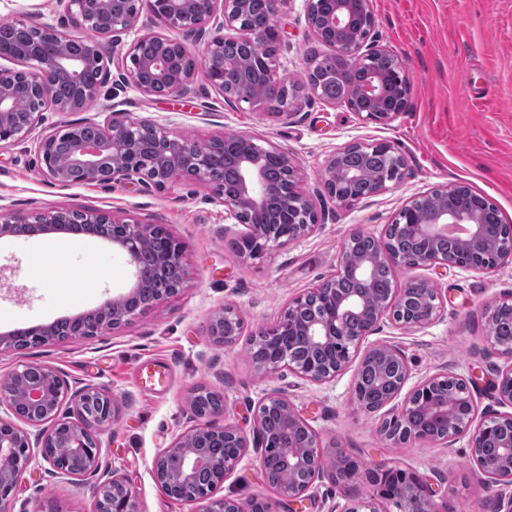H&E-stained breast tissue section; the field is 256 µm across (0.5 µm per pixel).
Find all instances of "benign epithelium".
Listing matches in <instances>:
<instances>
[{"label":"benign epithelium","mask_w":512,"mask_h":512,"mask_svg":"<svg viewBox=\"0 0 512 512\" xmlns=\"http://www.w3.org/2000/svg\"><path fill=\"white\" fill-rule=\"evenodd\" d=\"M67 2V12L71 13L75 28L95 29L98 34L109 38L112 47L126 48L125 55L129 57L136 53L141 43L156 40L175 49L185 59H192L184 42L152 32L151 27L157 24L183 29L195 40L205 43V52L199 64L193 63L187 69H178L162 57L142 59L134 69H121L118 82L145 95L162 94L185 98L193 94V78L198 68L206 81L222 93L224 104L233 106L242 101H254L251 86L247 82L234 92L224 91V71L237 66L236 60L224 56V44L227 42L241 44L250 57L261 62L264 79L276 82V55L270 52V48L281 46L279 30L272 20L264 30L250 28L246 17L248 0H166L162 10L157 8L156 0H133V6L123 10L117 8L121 0ZM304 5L308 28L314 39L325 45L328 56L346 63H358L389 55L387 48L371 39L375 18L370 0H331L327 10L322 9L321 0H304ZM16 27L33 32L36 45L43 47V51H37L31 56L33 65L27 69L17 68L22 59L0 51V148L26 141L33 128L39 124L42 112L49 108L57 112L83 110L94 98L98 87L111 79L110 72L101 68L103 56L99 51L89 50L74 55L50 50V47L61 43L84 41L81 34L34 21L18 23ZM91 68L98 69L97 83L86 85L83 74ZM60 85L72 87L73 93L66 98H55L54 89ZM408 85L405 66L397 60L392 76L373 70L363 83L351 86L339 97L323 95L320 84L314 82L308 83V90L324 103L333 107L344 106L365 121L387 123L408 111ZM136 124V120L110 117L97 125L101 131L100 138L86 141L76 137L72 145L70 167L65 169L59 168L53 160L57 136L50 134L42 137L37 141L36 149L45 174L55 182L68 185L72 183L71 171L76 170L80 172L83 183L112 184L134 180L144 189L154 187L158 190L171 189L190 176L204 181L224 204L227 218L249 227V232L242 238L241 255L244 257L256 256L271 245L284 246L313 231L316 219L312 199L297 189L300 172L294 154L287 148L259 147L241 152L235 160L240 191L236 196H227L222 182L212 179L206 167L201 164L203 158L213 150L211 141L202 142L185 135L157 130L158 137L165 144V150L157 160V167L165 172L163 178L143 167L108 165L109 157L121 155L130 149L125 132ZM374 147L384 151L393 163V176L375 185L373 193L376 194L387 190L389 184L402 180L405 160L388 143L379 142ZM339 155L341 152L338 151L326 162L322 182L325 189L333 192V198L338 204L350 207L359 201L350 192V186L361 177V173L341 168L338 164ZM268 162H275L288 171L286 193L290 202L305 212L306 217L302 223L285 228L278 226L280 215L270 207L265 187V165ZM58 216L57 211L35 215L0 213V236H16L15 228L21 224L28 225L29 236L69 230L70 226L61 223ZM79 216L81 222L86 224V229L92 231L96 230L98 224H112V234L105 235V240L126 254L134 273V283L127 292L106 298L94 309L73 318L78 323L93 321L87 334L94 336L114 330L138 315L137 311L126 309L124 305L131 302L136 292L143 288L140 277V242L152 229V225L131 223L97 211L81 212ZM398 233L418 237L431 244L455 233L466 248L480 245L497 252L503 260L512 258V236L491 238L487 226L476 212L446 204L421 211L410 202L387 225L384 237L378 240V247L372 256L355 258L348 249L342 250L335 278L348 277L364 285L371 280L378 263H385L394 269L444 266L477 272L492 270V267L478 260L463 264L448 255L426 256L414 263L410 256L392 243V236ZM333 282L334 278H330L292 298L288 302L286 314L273 326L259 331L270 345V350L265 360L255 365L258 372L266 375L287 369L313 383L331 382L345 370L351 355L347 354L340 362L333 364L302 363L294 359V348L284 336L285 330L305 337L315 346L326 347L345 334L346 320L355 314L359 317V324L355 338L349 343L352 347L372 334L385 317L403 328L421 329L437 319L443 306L439 289L429 279H409L411 283L422 284V287L416 289L419 294L416 300L409 301L410 289L397 288L377 309L371 307L361 292L333 288ZM314 298L323 304L322 313L303 323L297 315ZM503 308L512 311L511 298L494 304L488 312L487 341L499 351L502 346L496 336L495 317ZM228 311L233 317L220 314L210 327V336L218 345L233 343L242 326L240 314L232 307ZM362 360L385 366L394 364L400 369L401 377L396 387L375 407L367 406L360 399L357 385L351 387V402L358 410L366 413L386 410L388 417L383 421L385 430L381 431L385 440L393 444H404L412 440L449 444L455 436L468 432L476 475L481 482L488 487L512 486V412H495L485 416L479 424H474L472 394L467 381L459 378L451 388V400L430 408V412L438 419L446 420L450 415L460 414L459 424L444 435L425 434L410 427L407 414L422 395L428 394L440 384L448 383L451 375L435 374L405 393L403 389L410 377V367L398 346L386 342L374 343L365 351ZM35 367L44 374V381L40 385L29 386L22 392L14 388L13 381L30 368L28 364L14 370L7 379L0 382V410L4 411L0 415V512H8L7 505L12 500L13 491L31 462L30 449H38L42 460L49 465V476L57 478L71 475L67 462L47 453V449L56 446L55 428L44 427L51 420L67 427V445L71 448V454L85 459V472L99 473L101 486L121 490L119 495L112 498L108 512H134V492L128 481L114 473L100 471L101 448L96 434L110 424L115 415L112 396L93 386L71 393L54 368L40 363L35 364ZM494 389L498 404L512 408V365L498 371ZM66 401L71 404L72 410L64 416L60 411ZM278 406L288 414V429L301 427L311 436L310 446L303 450L290 446L283 448L288 469L309 470L312 479L297 482L290 477L288 481L276 485L282 500L293 503L303 501L313 479L330 469L334 471L338 483H346L355 477L351 465L344 458H338L331 465L327 463L317 435L288 397L279 393L265 398L255 408L251 438L232 424L214 427L209 423H199L176 435L170 446L153 459L152 472L156 481L172 499L206 503L203 512H273L272 505L265 501H253L245 509L232 499H214L210 493L194 494L190 485L198 471L208 469L214 473L212 488H217L251 450L257 454L259 464H264L268 452L267 436L263 428L264 416L267 409ZM207 432L224 435V440L236 448L235 458L215 460L197 449L193 438ZM397 477L407 480L406 491L395 498L399 512H439L434 500L436 490L430 479L417 474L407 476L398 469L389 468L383 471L380 481L389 482Z\"/></svg>","instance_id":"obj_1"}]
</instances>
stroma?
<instances>
[{"label": "stroma", "instance_id": "1", "mask_svg": "<svg viewBox=\"0 0 512 512\" xmlns=\"http://www.w3.org/2000/svg\"><path fill=\"white\" fill-rule=\"evenodd\" d=\"M370 6L376 40L404 63L411 86L408 112L389 123L364 122L304 90L303 57L315 41L303 0H286L275 18L283 40L276 71L302 87L287 112L274 113L264 102L227 107L198 73L194 97H149L132 87L106 86L84 111H46L25 143L0 148V211H103L162 226L185 246V285L161 305L96 336L0 352V378L34 362L53 366L71 388L93 385L111 393L116 415L99 436L101 466L128 480L138 512L199 510L198 504L169 498L151 466L175 435L195 425L191 399L200 386L226 403L224 414L211 417V424L230 423L247 433L257 402L273 390H286L329 459L357 460L356 479L344 485L329 477L316 480L297 512H344L352 500L376 493L370 475L381 465L432 479L439 512H497L500 502L512 497L510 486L479 482L468 436H458L449 447L383 441L382 413H361L350 400L353 369L314 384L287 371L260 375L245 353L251 336L272 325L289 300L335 274L353 230L382 236L396 213L423 192L464 184L512 224V0H371ZM67 19L64 0H0L1 23L34 20L57 26ZM111 113L147 119L203 141L231 132L263 148L287 147L301 167V188L315 203L317 226L293 243L250 259L229 246L246 233V225L225 220L223 204L200 181H184L173 191H147L135 183L62 186L49 179L36 141L71 126L104 122ZM374 142L389 143L404 157L403 179L353 206L338 205L321 181L325 163L339 148ZM415 276L440 288V318L424 329L386 320L370 340L402 348L411 382L438 372L469 380L476 413L484 415L495 406L490 382L497 369L512 365L511 357L486 340L490 307L512 296V258L489 272L400 270L394 283ZM131 283L126 255L109 242L60 248L52 237L0 238V333L80 314ZM228 305L241 315L243 328L236 343L225 347L213 342L210 327ZM149 362L170 366L167 386L148 387L140 380L138 369ZM97 484V476L89 473L48 477L36 454L11 508L32 512L46 501L56 512H95ZM214 495L243 503L279 501L252 453Z\"/></svg>", "mask_w": 512, "mask_h": 512}]
</instances>
